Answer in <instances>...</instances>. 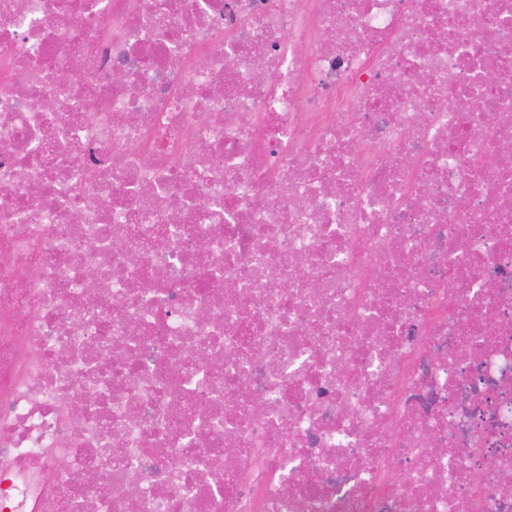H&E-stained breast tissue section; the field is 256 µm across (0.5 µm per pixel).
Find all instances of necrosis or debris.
Returning a JSON list of instances; mask_svg holds the SVG:
<instances>
[{"instance_id":"necrosis-or-debris-1","label":"necrosis or debris","mask_w":512,"mask_h":512,"mask_svg":"<svg viewBox=\"0 0 512 512\" xmlns=\"http://www.w3.org/2000/svg\"><path fill=\"white\" fill-rule=\"evenodd\" d=\"M0 512H512V0H0Z\"/></svg>"}]
</instances>
